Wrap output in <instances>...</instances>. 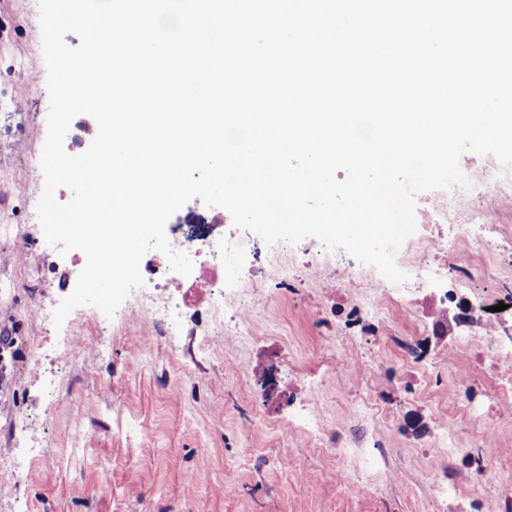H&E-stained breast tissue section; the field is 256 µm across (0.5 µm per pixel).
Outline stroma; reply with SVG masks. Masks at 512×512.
I'll return each mask as SVG.
<instances>
[{"mask_svg": "<svg viewBox=\"0 0 512 512\" xmlns=\"http://www.w3.org/2000/svg\"><path fill=\"white\" fill-rule=\"evenodd\" d=\"M48 112L38 0H0V333L13 339L0 353V512H502L512 493V398L497 394L487 347L463 361L455 355L461 331L481 334L493 282L477 279L467 293L474 313L444 338L398 310L361 320L368 288L338 281L332 269L321 286L258 289L254 341L216 342L208 357L194 330L175 347L157 344L143 316L107 326L88 311L45 322L36 300L46 292L64 300L81 271L70 261L47 273L61 260L37 216ZM345 331L379 350L380 364L358 380L346 372L326 380L323 425L342 438L327 450L281 432L287 406L265 398L247 367L277 354L276 383L301 402L318 351ZM103 334L111 349L102 355ZM412 340L419 361L408 365L403 346ZM463 362L474 381L449 392L448 374ZM359 385L380 408L375 438L387 455L376 466L371 448L347 442L362 421ZM486 411L499 424L495 486L470 466ZM443 426L463 431L465 454L437 452ZM343 469L361 492L339 480ZM439 483L453 495L434 496Z\"/></svg>", "mask_w": 512, "mask_h": 512, "instance_id": "1", "label": "stroma"}]
</instances>
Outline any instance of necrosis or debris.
I'll list each match as a JSON object with an SVG mask.
<instances>
[{"instance_id":"4bbe7bcc","label":"necrosis or debris","mask_w":512,"mask_h":512,"mask_svg":"<svg viewBox=\"0 0 512 512\" xmlns=\"http://www.w3.org/2000/svg\"><path fill=\"white\" fill-rule=\"evenodd\" d=\"M469 187H454L443 191L444 207L439 210L443 221L454 220L451 203L473 195L487 196L496 200L512 198V176L498 166L483 169L470 176ZM470 231L466 238H443L434 234L429 225L417 227L400 247L396 260L402 264L409 276L408 281L395 284L377 279L378 294L370 295L361 301L359 311L366 319L375 320L383 317L391 308H400L414 317L418 322H430L432 328L445 330V307L456 306L457 298L443 295L439 298L441 314L426 318L415 306L416 296L432 291L438 278L437 271L428 263V256L436 250H445L457 254L459 249H466L471 254L497 253L495 264L474 267V265H451L448 269L460 287H468L474 276L494 281L503 296H512V232L505 225H490L489 233H482L483 225H489L488 216L480 209L471 210L467 215ZM167 238L174 251L186 253L190 258H197L200 250H207V265L211 271L208 283L207 308L213 321L238 334L240 340L251 339L250 312L240 303L243 287L247 284L265 282L268 275H275L279 287L290 289L299 287L301 280L296 268L284 262V255L293 253L294 245L280 242L270 248L264 264L248 267L226 269L225 259L228 254L238 256L250 253L254 241L250 232L234 227L231 216L222 215L211 224H184L174 222L167 230ZM144 284L133 289L125 300L124 307L115 311L117 319H124L127 312L139 311L151 316L160 336L167 341H175L181 336L194 314L190 309L185 294L175 291L179 278L171 270L167 257L160 251L149 250L140 263ZM493 343L494 358L501 363L502 370L498 378V391L501 396H512V323H506L500 314H492L485 322ZM375 350L360 347L356 360H348L344 349L335 345H326L318 353L316 370L305 382L307 407L303 414L283 419L285 432H304L320 447H331L321 416L319 393L329 373L348 371L352 374L370 370L377 362Z\"/></svg>"}]
</instances>
